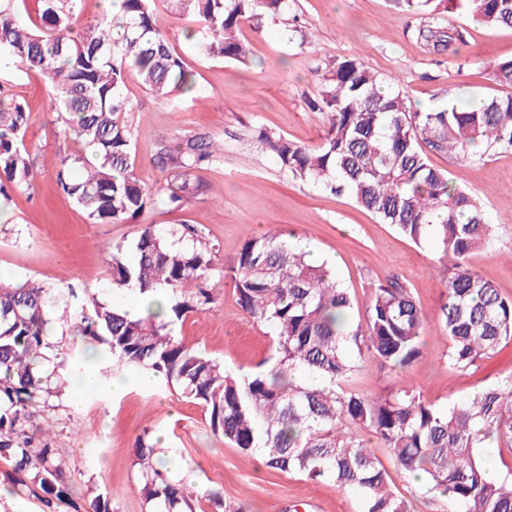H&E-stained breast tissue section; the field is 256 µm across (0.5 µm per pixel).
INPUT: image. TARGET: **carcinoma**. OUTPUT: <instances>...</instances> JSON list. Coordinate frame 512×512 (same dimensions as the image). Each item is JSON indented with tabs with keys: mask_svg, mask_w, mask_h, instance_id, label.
Listing matches in <instances>:
<instances>
[{
	"mask_svg": "<svg viewBox=\"0 0 512 512\" xmlns=\"http://www.w3.org/2000/svg\"><path fill=\"white\" fill-rule=\"evenodd\" d=\"M0 0V69L17 65L41 74L51 88L52 111L77 150L62 159L57 183L94 224L136 219L160 203L179 209L203 192L189 175L224 144L187 139L159 144L153 158L181 179L164 193L136 174L125 95L134 71L156 98H183L195 74L154 17V0H119L122 21L107 11L82 21V0H39L37 19L24 25ZM176 15L197 23L189 35L210 57L249 62L240 38L243 20L278 16L288 0H167ZM420 17L416 37L435 53L457 52L462 33L443 25L463 13L488 28H512V0H391ZM495 80L512 87V60L493 65ZM309 108L328 116V131L314 145L263 128L257 140L276 163L302 181L349 196L418 247L448 260L446 302L439 321L448 335V368L462 370L512 341V299L465 265L490 244L493 227L480 202L433 167L427 152L483 160L512 149V95L488 96L477 109L450 104L414 110L399 89L385 87L358 55L339 57ZM29 113L0 85V204L9 190L30 183L24 144ZM174 232L147 224L132 245L112 248V280L147 300L132 315L88 289L52 288L29 280H0V460L10 463L5 491L39 495L43 512H112L98 494L81 502L70 494L59 449L44 443L67 385L88 358L85 340L104 346L116 368L138 367L205 408L209 426L236 447L258 452L265 465L353 491L361 512H411L370 452L363 433L382 442L403 472L423 479L427 492L448 502V512H512V469L490 476L485 444L512 453V375L445 406L413 389L383 401L347 387L356 360L397 373L422 354L425 315L399 281L370 287L365 322L349 320V289L326 264L283 233L245 240L234 261L222 264L241 308L273 331V366L231 373L224 363L186 347L175 326L213 302L209 280L217 251L194 225ZM72 323L76 339L53 342L57 323ZM137 465L142 495L153 512H190L204 498L224 512L223 493L201 492L169 478L155 443L140 438Z\"/></svg>",
	"mask_w": 512,
	"mask_h": 512,
	"instance_id": "carcinoma-1",
	"label": "carcinoma"
}]
</instances>
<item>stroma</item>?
Returning <instances> with one entry per match:
<instances>
[{"instance_id": "35a3bbf8", "label": "stroma", "mask_w": 512, "mask_h": 512, "mask_svg": "<svg viewBox=\"0 0 512 512\" xmlns=\"http://www.w3.org/2000/svg\"><path fill=\"white\" fill-rule=\"evenodd\" d=\"M154 14L194 71L197 88L182 101H163L146 91L136 74H128L135 110L127 120L137 174L157 187L170 182L171 173L153 164L160 140H220L223 155L192 173L194 181L208 185V193L177 210L147 208L130 223H92L57 186L61 160L75 145L50 110L47 82L33 71H12L10 90L29 112L25 142L33 179L12 191L11 205L0 216V273L46 286L87 288L136 314L137 297L112 281V248L131 245L144 225L174 231L196 225L225 263L234 260L249 236L283 230L314 259L335 264L339 280L351 291L354 315L363 314L370 285L394 279L410 288L426 314L422 356L402 373L365 364L353 373L350 388L379 400L410 388L444 405L512 375V341L469 369H449L448 338L437 320L446 300L447 261L399 236L348 196L281 170L255 138L264 128L303 144L318 143L328 118L311 111L307 101L318 95L331 63L355 52L370 70L395 80L421 110L508 94L512 90L496 84L492 66L512 59V28L491 29L449 15L464 41L457 56L440 57L414 37L417 18L391 8L388 0H289L287 13L277 20L243 25L241 37L252 57L245 66L200 55L186 38L195 21L173 15L166 0H155ZM428 159L480 200L487 223L494 226L493 240L473 252L467 264L512 298V149L474 163L433 152ZM210 286L214 302L209 310L190 314L177 335L232 372L270 368L271 329L241 308L222 270L214 271ZM112 377L110 361L99 362L96 395L83 400L76 385H69L59 407L49 413L53 431L48 441L66 459L75 497L103 493L112 501V512H151L141 493L135 448L138 438L148 435L158 439L175 479L197 488H222L226 512H360L356 494L272 470L258 454L214 434L203 407L178 390L133 384L116 396ZM366 442L414 512H446V502L401 472L375 437Z\"/></svg>"}]
</instances>
